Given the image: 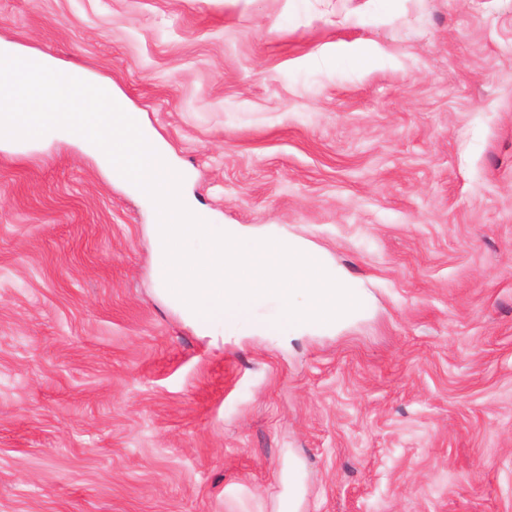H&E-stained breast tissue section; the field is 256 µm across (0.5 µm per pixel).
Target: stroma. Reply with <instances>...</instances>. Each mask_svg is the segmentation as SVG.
Listing matches in <instances>:
<instances>
[{
    "label": "stroma",
    "instance_id": "stroma-1",
    "mask_svg": "<svg viewBox=\"0 0 512 512\" xmlns=\"http://www.w3.org/2000/svg\"><path fill=\"white\" fill-rule=\"evenodd\" d=\"M5 43L370 306L213 347L155 289L148 199L0 138V512H512V0H0Z\"/></svg>",
    "mask_w": 512,
    "mask_h": 512
}]
</instances>
